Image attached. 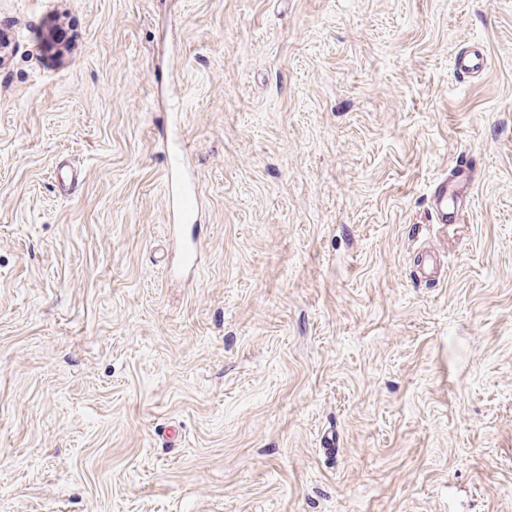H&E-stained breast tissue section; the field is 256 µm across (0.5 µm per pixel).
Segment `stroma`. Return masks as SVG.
Returning <instances> with one entry per match:
<instances>
[{
    "label": "stroma",
    "mask_w": 512,
    "mask_h": 512,
    "mask_svg": "<svg viewBox=\"0 0 512 512\" xmlns=\"http://www.w3.org/2000/svg\"><path fill=\"white\" fill-rule=\"evenodd\" d=\"M0 38V512H512V0H0ZM486 65V58L476 48L463 51L455 59V69L463 76L480 73ZM179 158L168 153L167 157V178L164 182L170 203V222L173 223V231L177 233L179 226L187 221L194 213L198 205V198L195 186L176 177L178 172ZM433 199V211L438 224H448L455 221L457 213L448 207V181L442 180Z\"/></svg>",
    "instance_id": "stroma-1"
}]
</instances>
